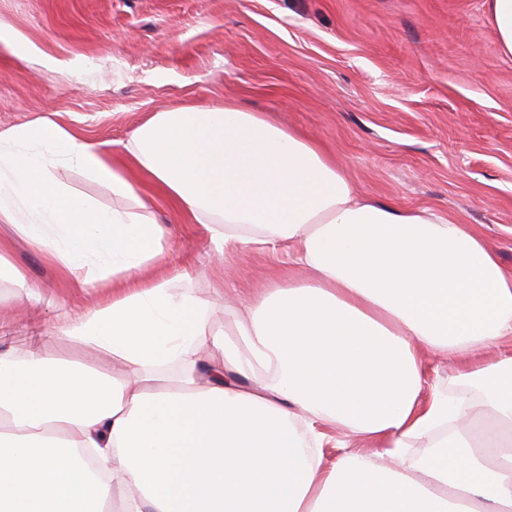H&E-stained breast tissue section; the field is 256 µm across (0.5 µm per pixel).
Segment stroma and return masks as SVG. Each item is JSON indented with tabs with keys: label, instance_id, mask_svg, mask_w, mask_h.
<instances>
[{
	"label": "stroma",
	"instance_id": "35a3bbf8",
	"mask_svg": "<svg viewBox=\"0 0 512 512\" xmlns=\"http://www.w3.org/2000/svg\"><path fill=\"white\" fill-rule=\"evenodd\" d=\"M0 18L44 52L82 58L51 72L0 44V129L50 115L119 151L145 119L187 103L231 100L324 146L356 190L431 208L482 232L512 269V58L487 0H0ZM170 249L163 271L244 303L284 282L278 256L231 249L215 264L203 225L154 208ZM28 289L11 299L0 346L110 366L48 324L81 312L87 292L0 224ZM35 298H28V291Z\"/></svg>",
	"mask_w": 512,
	"mask_h": 512
}]
</instances>
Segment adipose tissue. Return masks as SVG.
<instances>
[{
  "label": "adipose tissue",
  "mask_w": 512,
  "mask_h": 512,
  "mask_svg": "<svg viewBox=\"0 0 512 512\" xmlns=\"http://www.w3.org/2000/svg\"><path fill=\"white\" fill-rule=\"evenodd\" d=\"M158 195L216 251L300 276L215 327L189 271L156 273ZM0 224L108 291L55 331L123 367L0 349V512H512V446L473 435L512 427V270L472 225L356 192L319 144L232 103L155 113L118 159L48 117L0 130ZM435 358L480 397L432 383ZM58 178L70 188L91 197L97 204L112 208L118 201L112 199V192L97 185L77 171L61 168L57 172Z\"/></svg>",
  "instance_id": "obj_1"
}]
</instances>
